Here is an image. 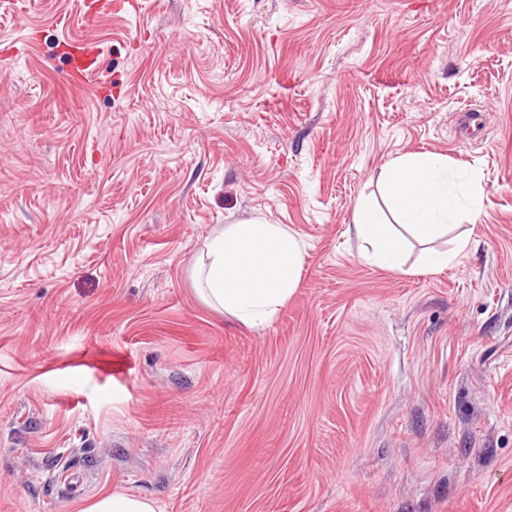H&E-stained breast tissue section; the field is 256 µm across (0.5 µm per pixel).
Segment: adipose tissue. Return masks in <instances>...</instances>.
<instances>
[{
    "instance_id": "obj_1",
    "label": "adipose tissue",
    "mask_w": 512,
    "mask_h": 512,
    "mask_svg": "<svg viewBox=\"0 0 512 512\" xmlns=\"http://www.w3.org/2000/svg\"><path fill=\"white\" fill-rule=\"evenodd\" d=\"M381 181L398 223H388L369 198L357 199L349 229L371 264L403 269L408 239L426 244L422 270L448 267L468 241L457 238L452 251L434 250V242L452 233L462 212L479 208L477 183L453 180L447 157L430 152L404 154L387 164ZM305 245L290 228L254 218L229 224L207 238L192 277L201 300L248 327L271 323L298 287Z\"/></svg>"
}]
</instances>
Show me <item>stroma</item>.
<instances>
[{"mask_svg":"<svg viewBox=\"0 0 512 512\" xmlns=\"http://www.w3.org/2000/svg\"><path fill=\"white\" fill-rule=\"evenodd\" d=\"M135 2L98 94L80 0L0 8V512H512V0ZM409 152L482 187L439 272L348 231ZM253 217L306 256L250 329L191 270ZM107 12H112V0H95L85 7L82 22L86 33L70 40L75 51L65 53L68 82L81 83L96 78L101 69V50L93 29L97 18ZM156 510L155 504L149 500L105 492L93 502L83 506L80 512H156Z\"/></svg>","mask_w":512,"mask_h":512,"instance_id":"obj_1","label":"stroma"}]
</instances>
